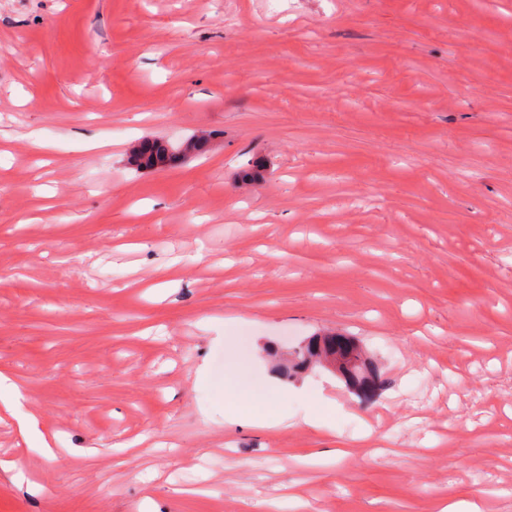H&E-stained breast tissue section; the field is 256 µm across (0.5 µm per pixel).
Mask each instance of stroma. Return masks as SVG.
<instances>
[{
    "instance_id": "1",
    "label": "stroma",
    "mask_w": 512,
    "mask_h": 512,
    "mask_svg": "<svg viewBox=\"0 0 512 512\" xmlns=\"http://www.w3.org/2000/svg\"><path fill=\"white\" fill-rule=\"evenodd\" d=\"M0 374V512H512V0H0ZM193 136L185 139L176 147L157 138L135 141L128 148V163L136 169H162L174 166L183 160L175 153ZM189 144L193 156L201 155L207 150L208 136L206 134L195 136ZM334 336V337H332ZM336 335L313 336L303 340L293 352L294 365L288 370V378L296 377L305 371L306 367L316 362L322 354L336 352ZM228 401V420L238 422L248 420L258 426H275L279 420H272L274 406L272 395H253L239 393L231 381L224 382V401Z\"/></svg>"
}]
</instances>
